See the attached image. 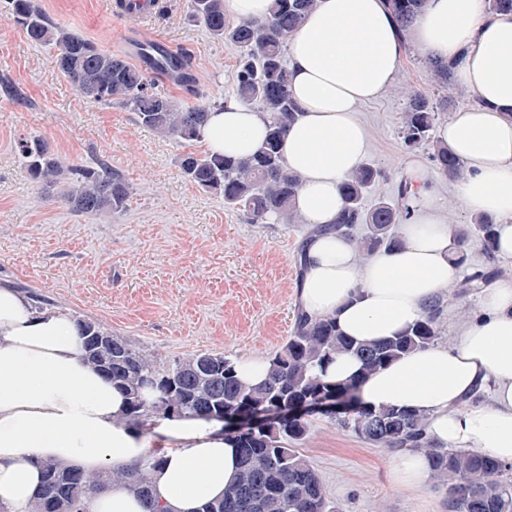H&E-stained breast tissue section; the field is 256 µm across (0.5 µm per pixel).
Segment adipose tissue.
Segmentation results:
<instances>
[{
  "instance_id": "adipose-tissue-1",
  "label": "adipose tissue",
  "mask_w": 512,
  "mask_h": 512,
  "mask_svg": "<svg viewBox=\"0 0 512 512\" xmlns=\"http://www.w3.org/2000/svg\"><path fill=\"white\" fill-rule=\"evenodd\" d=\"M484 0H427L399 39L383 0H318L288 44L290 88L299 114L283 153L302 177L295 207L307 224H332L344 207L340 185L367 150L360 106L395 80L406 46L454 65L458 87L476 103L437 130L464 164L456 187L464 212L498 221V256L512 258V14H488ZM266 135L263 115L229 103L211 112L207 149L252 154ZM401 244L359 258L349 237L312 239L298 286L301 307L331 316L357 342L401 334L425 304L456 280L451 226L432 204L400 228ZM359 360L336 356L323 375L342 382L361 375ZM362 400L427 417L441 445L486 452L512 463V275L479 294L474 317L452 344H436L361 375ZM489 390L490 405H473ZM124 393L84 360L74 318L38 310L0 283V512H28L52 460L88 473L151 465L152 500L124 485L93 496L89 512H200L223 498L238 473L239 451L224 425L197 417L164 419L151 434L126 418Z\"/></svg>"
}]
</instances>
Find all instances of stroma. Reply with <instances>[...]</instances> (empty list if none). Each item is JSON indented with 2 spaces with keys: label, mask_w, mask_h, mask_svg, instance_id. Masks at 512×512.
<instances>
[{
  "label": "stroma",
  "mask_w": 512,
  "mask_h": 512,
  "mask_svg": "<svg viewBox=\"0 0 512 512\" xmlns=\"http://www.w3.org/2000/svg\"><path fill=\"white\" fill-rule=\"evenodd\" d=\"M148 30L194 58L209 99L232 94L236 53L188 18V0H158ZM59 26L124 53L136 20L114 16L110 0H37ZM56 50L32 44L0 0V280L22 285L51 308L92 319L158 357L203 351L267 357L291 334L297 251L303 224H249L180 172L184 143L159 137L133 112L82 98L56 66ZM431 95L423 57L408 48L396 80L360 107L368 135L364 161L384 173L366 204L392 197L410 166L426 173L428 199L457 224L470 223L456 184L427 149L406 150L398 121L403 87ZM44 140L64 162H104L132 187L122 214L104 220L72 212L22 167L20 139ZM300 452L316 469L338 512H447L446 491L428 479L421 492L397 486L393 452L314 418Z\"/></svg>",
  "instance_id": "obj_1"
}]
</instances>
